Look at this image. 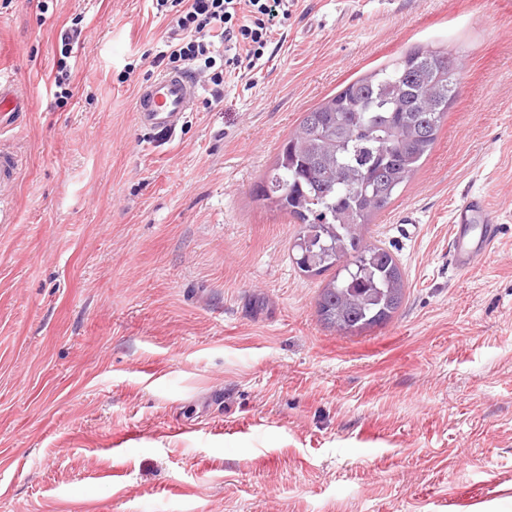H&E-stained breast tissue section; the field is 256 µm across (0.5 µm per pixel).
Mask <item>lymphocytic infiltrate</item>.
I'll use <instances>...</instances> for the list:
<instances>
[{
  "mask_svg": "<svg viewBox=\"0 0 512 512\" xmlns=\"http://www.w3.org/2000/svg\"><path fill=\"white\" fill-rule=\"evenodd\" d=\"M172 15L165 48L153 66L211 71L222 94L226 69L251 68L261 60L271 34L288 18V0H154Z\"/></svg>",
  "mask_w": 512,
  "mask_h": 512,
  "instance_id": "obj_1",
  "label": "lymphocytic infiltrate"
}]
</instances>
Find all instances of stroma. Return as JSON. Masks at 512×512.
<instances>
[{"label":"stroma","mask_w":512,"mask_h":512,"mask_svg":"<svg viewBox=\"0 0 512 512\" xmlns=\"http://www.w3.org/2000/svg\"><path fill=\"white\" fill-rule=\"evenodd\" d=\"M12 0L0 58V512H512V0H290L272 57L138 129L168 19L151 0ZM79 26L66 105L61 35ZM419 47L459 63L432 152L366 231L401 307L317 314L300 227L256 199L302 115ZM130 80H123L124 71ZM488 196L496 249L451 259ZM28 98L20 94L6 72L0 69V127L10 124L17 112H27ZM453 254L456 264L469 269L488 257L497 241L496 214L483 194H472L459 205L452 216ZM481 225L479 235H475Z\"/></svg>","instance_id":"35a3bbf8"}]
</instances>
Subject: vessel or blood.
I'll return each mask as SVG.
<instances>
[{
	"label": "vessel or blood",
	"mask_w": 512,
	"mask_h": 512,
	"mask_svg": "<svg viewBox=\"0 0 512 512\" xmlns=\"http://www.w3.org/2000/svg\"><path fill=\"white\" fill-rule=\"evenodd\" d=\"M200 87L192 70H167L141 84L135 94V119L140 128L174 135L194 111ZM28 100L5 72L0 71V127L15 113L26 111ZM497 217L485 195L468 196L453 213V254L464 269L488 257L497 241Z\"/></svg>",
	"instance_id": "vessel-or-blood-1"
}]
</instances>
